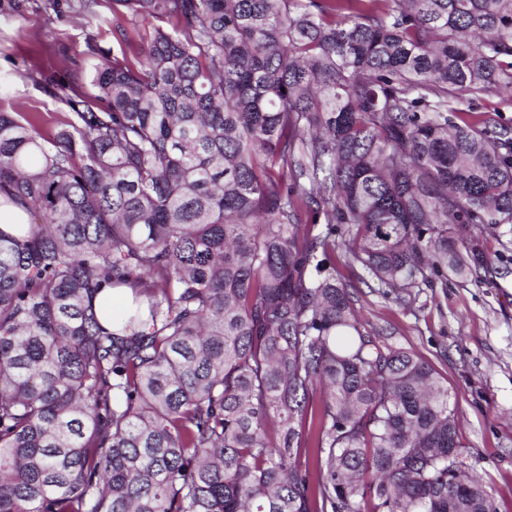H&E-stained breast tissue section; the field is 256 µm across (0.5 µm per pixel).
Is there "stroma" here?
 I'll list each match as a JSON object with an SVG mask.
<instances>
[{"instance_id":"obj_1","label":"stroma","mask_w":512,"mask_h":512,"mask_svg":"<svg viewBox=\"0 0 512 512\" xmlns=\"http://www.w3.org/2000/svg\"><path fill=\"white\" fill-rule=\"evenodd\" d=\"M69 3L46 13L42 0H0V110L39 113L48 136L69 112L63 86L93 93L95 66L121 51L110 0L93 22ZM472 234L487 269L399 295L368 277L353 300L367 329L413 352L447 387L467 463L496 512H512V241L480 226Z\"/></svg>"}]
</instances>
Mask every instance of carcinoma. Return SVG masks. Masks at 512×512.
I'll return each instance as SVG.
<instances>
[{"mask_svg":"<svg viewBox=\"0 0 512 512\" xmlns=\"http://www.w3.org/2000/svg\"><path fill=\"white\" fill-rule=\"evenodd\" d=\"M112 14L59 130L0 112L30 217L0 230V512H495L448 389L326 255L413 288L483 265L448 225L512 236V127L454 121L512 97V0ZM121 286L143 302L108 330ZM458 107L464 111L460 112L458 116L468 121L484 112L491 111L489 112L491 117L512 125V102L504 101L495 95H482L473 100V104L465 101ZM494 110L498 112H493ZM131 297L130 288H104L95 300L96 313L101 324L111 329L114 306L122 303L125 308L128 307Z\"/></svg>","mask_w":512,"mask_h":512,"instance_id":"1","label":"carcinoma"}]
</instances>
